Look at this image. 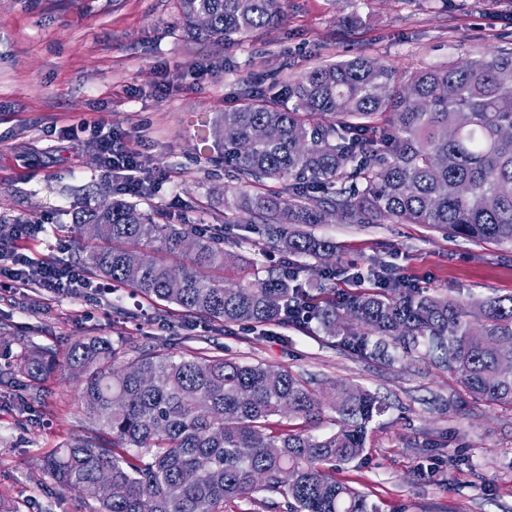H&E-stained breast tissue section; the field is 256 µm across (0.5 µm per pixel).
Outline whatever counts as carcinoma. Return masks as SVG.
<instances>
[{
    "label": "carcinoma",
    "mask_w": 512,
    "mask_h": 512,
    "mask_svg": "<svg viewBox=\"0 0 512 512\" xmlns=\"http://www.w3.org/2000/svg\"><path fill=\"white\" fill-rule=\"evenodd\" d=\"M176 2L184 32L204 40H241L282 16L281 0ZM283 93L288 109L246 88L237 107L190 122L203 155L237 181L226 203L263 225L268 249L322 262L336 244L293 225L330 219L385 218L512 244V49L404 75L358 56L290 77ZM268 181L283 191H250ZM72 219L97 225L95 239L110 243L81 249L95 277L228 325L315 320L361 355L390 360L391 341L406 351L423 345L474 398L512 406V295L470 308L384 270L371 292L321 301L293 267L235 269L220 228L162 224L122 197ZM159 253L186 255L188 264ZM115 357L110 341L86 337L62 361L34 349L19 364L33 379L61 365L85 374L80 406L98 430L45 456L42 469L60 491L83 494L90 512H224L225 502L262 491L281 494L287 512H377L333 475L363 454L385 411L369 391L334 384L335 428L325 435L275 433V417L311 421L323 412L315 390L287 369L161 349L121 367Z\"/></svg>",
    "instance_id": "cac0c4a2"
}]
</instances>
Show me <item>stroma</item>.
Here are the masks:
<instances>
[{
	"label": "stroma",
	"instance_id": "stroma-1",
	"mask_svg": "<svg viewBox=\"0 0 512 512\" xmlns=\"http://www.w3.org/2000/svg\"><path fill=\"white\" fill-rule=\"evenodd\" d=\"M357 12L361 26H344ZM512 44V0H284L273 30L227 44L182 29L175 0H0V221L34 216L40 261L78 265L72 213L111 201L117 179L94 166V133L137 150L146 184L136 201L166 224H229L239 264L268 250L246 215L224 207L222 167L200 154L191 112H221L245 86L277 96L286 78L363 55L399 73ZM349 269L337 293L374 288L375 264L400 280L468 304L512 294V246L449 238L424 224H318ZM84 336L117 350H221L285 367L315 388L361 386L386 405L364 455L335 473L380 512H512V407L477 400L425 348L393 362L355 354L317 323L217 326L121 287L53 295L0 287V497L17 512H89L60 493L40 464L90 425L81 376L61 368L30 381L20 357L64 355Z\"/></svg>",
	"mask_w": 512,
	"mask_h": 512
}]
</instances>
